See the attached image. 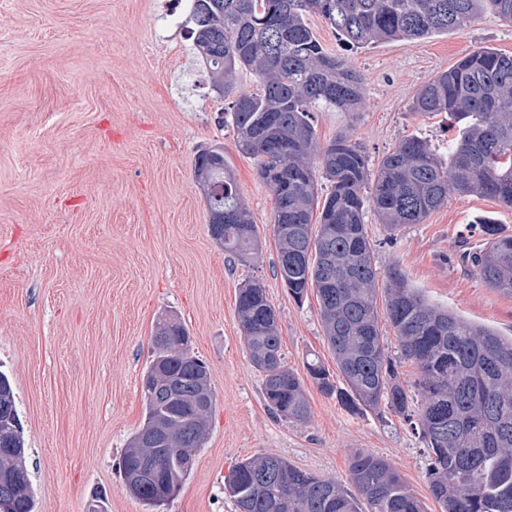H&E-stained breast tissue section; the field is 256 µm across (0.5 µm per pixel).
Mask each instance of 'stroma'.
Wrapping results in <instances>:
<instances>
[{"label": "stroma", "instance_id": "35a3bbf8", "mask_svg": "<svg viewBox=\"0 0 512 512\" xmlns=\"http://www.w3.org/2000/svg\"><path fill=\"white\" fill-rule=\"evenodd\" d=\"M164 0H0V371L11 381L36 512H238L224 478L241 459L275 454L340 483L357 451L384 457L440 512L426 479L428 450L389 412L348 413L308 387L307 423L269 410L239 328L238 289L259 281L278 315L281 352L305 375L308 353L328 370L315 295L295 301L275 274L272 191L225 126L224 99L188 36L186 12ZM322 46L365 78L357 112H317L320 143L347 133L370 167L403 137L447 153V114L411 110L417 90L472 50L512 55V23L483 14L464 30L352 49L318 15ZM219 143L257 227L243 263L217 246L194 177L197 149ZM493 217L512 234V210L451 195L423 223L388 235L365 212L379 271L399 266L412 287L467 320L512 336V297L485 288L462 260ZM189 331L210 369L208 437L176 495L149 510L123 483L122 459L144 418L141 375L164 316Z\"/></svg>", "mask_w": 512, "mask_h": 512}]
</instances>
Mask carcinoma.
I'll return each instance as SVG.
<instances>
[{"mask_svg":"<svg viewBox=\"0 0 512 512\" xmlns=\"http://www.w3.org/2000/svg\"><path fill=\"white\" fill-rule=\"evenodd\" d=\"M489 11L512 23V0H191L194 49L220 96L231 99L224 125L251 158L273 194L272 226L280 277L297 301L316 293L324 336L346 386L339 387L319 356L306 361L307 380L351 413L385 406L418 430L429 449L428 490L441 512H512V337L468 322L431 303L394 265L385 274V312L399 350L380 336V271L364 214L394 234L421 224L452 193H475L512 209V55L478 48L416 93L411 110L446 112L458 127L443 159L428 140L408 136L372 170L360 142L339 135L321 147L312 112H356L361 76L328 52L306 23L320 16L349 47L423 38L468 27ZM250 72L258 84L237 87ZM330 183L320 197L316 172ZM194 172L209 210V230L239 260L257 253L256 225L224 163V146L197 151ZM482 245L467 255L485 287L512 297V235L490 217L478 220ZM237 315L253 367L263 376L270 410L296 423L310 417L304 379L286 367L276 310L256 282L238 289ZM185 326L164 318L152 337L143 377L161 366L168 379L144 395L145 418L131 436L123 466L164 468L182 486L175 448L198 449V424L209 426L213 405L188 406L210 380L191 349ZM415 364L413 384L400 377ZM153 434L146 447L139 444ZM347 488L276 455L250 456L233 468L225 491L238 512H424L403 477L384 458L355 454ZM13 512H34L31 481L20 490L0 482ZM134 497L149 507L164 500L145 483Z\"/></svg>","mask_w":512,"mask_h":512,"instance_id":"cac0c4a2","label":"carcinoma"}]
</instances>
